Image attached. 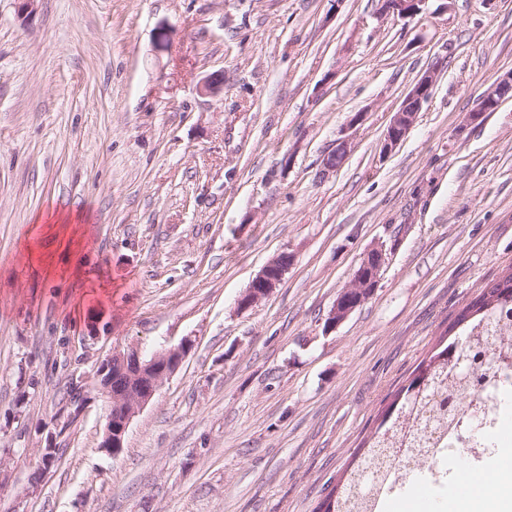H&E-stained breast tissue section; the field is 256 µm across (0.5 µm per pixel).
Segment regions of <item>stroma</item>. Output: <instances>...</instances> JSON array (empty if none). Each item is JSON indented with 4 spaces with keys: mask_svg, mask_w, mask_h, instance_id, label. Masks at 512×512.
<instances>
[{
    "mask_svg": "<svg viewBox=\"0 0 512 512\" xmlns=\"http://www.w3.org/2000/svg\"><path fill=\"white\" fill-rule=\"evenodd\" d=\"M379 8L0 0V512H320L459 310L512 266V99L465 121L512 69V0ZM377 242L375 294L325 330ZM284 252L280 286L239 310ZM183 341L123 451L102 452L99 364ZM380 14L400 18H414L422 12L426 0H380ZM439 74L440 69L438 66L430 67L406 94L400 108L395 112L384 133L381 142L383 154L392 152L409 133L418 112L430 100Z\"/></svg>",
    "mask_w": 512,
    "mask_h": 512,
    "instance_id": "1",
    "label": "stroma"
}]
</instances>
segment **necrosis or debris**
<instances>
[{
	"label": "necrosis or debris",
	"mask_w": 512,
	"mask_h": 512,
	"mask_svg": "<svg viewBox=\"0 0 512 512\" xmlns=\"http://www.w3.org/2000/svg\"><path fill=\"white\" fill-rule=\"evenodd\" d=\"M488 372L490 383L464 408L458 424L424 428L435 446L428 452L418 483L436 503H447L458 460L499 456L512 447V368L501 369L494 356L488 362Z\"/></svg>",
	"instance_id": "obj_1"
}]
</instances>
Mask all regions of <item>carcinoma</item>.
Masks as SVG:
<instances>
[{
	"label": "carcinoma",
	"mask_w": 512,
	"mask_h": 512,
	"mask_svg": "<svg viewBox=\"0 0 512 512\" xmlns=\"http://www.w3.org/2000/svg\"><path fill=\"white\" fill-rule=\"evenodd\" d=\"M464 323L468 327L461 341L448 344L419 366L403 389L396 413L389 415L371 437L366 450L370 458L334 490L333 501L325 502V512H347L356 500L367 504L372 486L380 478V472L368 470L369 464L396 442L402 417L416 405L440 424L456 417L466 405L470 391L481 388L486 379L488 357L512 348V267L462 309L456 324ZM451 348L455 349V359L464 360L466 369L457 370L448 364Z\"/></svg>",
	"instance_id": "obj_1"
}]
</instances>
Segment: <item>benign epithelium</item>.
Listing matches in <instances>:
<instances>
[{
	"instance_id": "7a95c632",
	"label": "benign epithelium",
	"mask_w": 512,
	"mask_h": 512,
	"mask_svg": "<svg viewBox=\"0 0 512 512\" xmlns=\"http://www.w3.org/2000/svg\"><path fill=\"white\" fill-rule=\"evenodd\" d=\"M380 14L413 18L422 12L426 0H380ZM440 69L433 66L415 82L406 94L400 108L388 125L382 142V153L392 152L412 128L418 112L427 103L438 81ZM512 92V71L486 87L480 94L476 108L468 113L467 121L480 120L487 112L495 111L505 101V91ZM351 143L342 139L336 148L327 153L322 161L328 170L338 168L348 153ZM386 251L382 244L372 246L364 254L350 282L342 288L331 307L325 322V330H333L367 300L378 287ZM293 255L281 253L269 261L251 280L238 300V307L246 310L267 298L282 282ZM190 344L182 342L152 354L144 359L135 349L115 351L99 367V391L109 404V412L100 448L115 457L124 447L130 423L154 396L158 388L174 374L188 354Z\"/></svg>"
}]
</instances>
